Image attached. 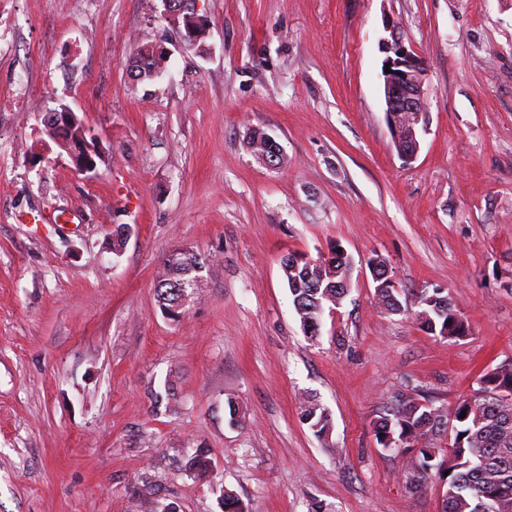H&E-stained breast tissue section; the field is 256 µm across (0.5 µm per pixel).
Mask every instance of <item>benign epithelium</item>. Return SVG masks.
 <instances>
[{"label":"benign epithelium","instance_id":"7a95c632","mask_svg":"<svg viewBox=\"0 0 512 512\" xmlns=\"http://www.w3.org/2000/svg\"><path fill=\"white\" fill-rule=\"evenodd\" d=\"M162 2L166 17L176 25L183 24L184 42L189 46L196 45L199 38L196 28L201 26V22L195 13V0ZM384 49L390 53L385 60L389 64L390 72L383 73L386 120L393 134L398 157L409 164L418 155L421 132L426 128L428 96L425 88V67L421 58L407 50L397 37L384 43ZM166 56L167 50L162 46L148 45L141 48L128 63L132 80L143 82L157 77L161 72L160 61ZM41 123L43 132L54 140L58 132L73 124H79V119L76 113L63 107L42 113ZM257 139L265 144V149L257 151L252 143L248 145L252 154L270 167L277 166V160L284 158L281 145L266 133L257 136ZM61 147L77 171L84 174L95 171L96 148L87 142L86 137H79L77 142L67 140Z\"/></svg>","mask_w":512,"mask_h":512}]
</instances>
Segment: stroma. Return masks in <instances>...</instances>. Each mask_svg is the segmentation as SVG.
I'll return each mask as SVG.
<instances>
[{
  "mask_svg": "<svg viewBox=\"0 0 512 512\" xmlns=\"http://www.w3.org/2000/svg\"><path fill=\"white\" fill-rule=\"evenodd\" d=\"M4 8L0 99L23 81L41 110L68 105L101 158L78 173L39 112H0V512H221L225 489L249 512H442L443 480L412 493L372 423L402 393L452 409L512 361V0H196L192 47L161 0ZM394 36L425 64L408 165L385 119ZM149 44L165 67L132 82ZM256 128L282 166L250 154ZM336 245L352 288L313 342L282 262ZM178 250L206 266L174 321L155 284ZM374 256L400 313L378 304ZM434 289L468 336L420 328ZM198 449L213 480L184 472ZM257 140H262L265 144L264 151H255V144L251 143L248 148L252 154L262 163L270 167H276V161L280 158V163L283 162L284 154L281 145L271 136L266 133L256 136ZM302 419L320 440L329 438L333 429L332 415L316 399L306 397L301 402Z\"/></svg>",
  "mask_w": 512,
  "mask_h": 512,
  "instance_id": "obj_1",
  "label": "stroma"
}]
</instances>
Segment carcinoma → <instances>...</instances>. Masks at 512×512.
I'll use <instances>...</instances> for the list:
<instances>
[{"label": "carcinoma", "instance_id": "obj_1", "mask_svg": "<svg viewBox=\"0 0 512 512\" xmlns=\"http://www.w3.org/2000/svg\"><path fill=\"white\" fill-rule=\"evenodd\" d=\"M204 267V259L190 251L177 252L165 260L156 293L168 315L181 314L182 295L188 287H199ZM349 271V256L337 249L316 259L292 255L283 262L294 309L309 339L320 335L325 308L335 307L346 297L347 289L336 287V281ZM378 301L389 314L402 310L395 290L379 295ZM417 305V320L429 333L448 340L469 334L468 323L440 290L420 292ZM463 412L466 416L462 419ZM301 416L318 439L329 438L332 415L317 400L304 398ZM447 431L453 433V442L445 453L434 447L433 440ZM374 436L382 447L402 456L412 492H423L436 475L444 478L443 512H512V361L482 374L478 389L448 412L399 395L389 413L375 422ZM208 470L204 455L188 458V475H202Z\"/></svg>", "mask_w": 512, "mask_h": 512}]
</instances>
